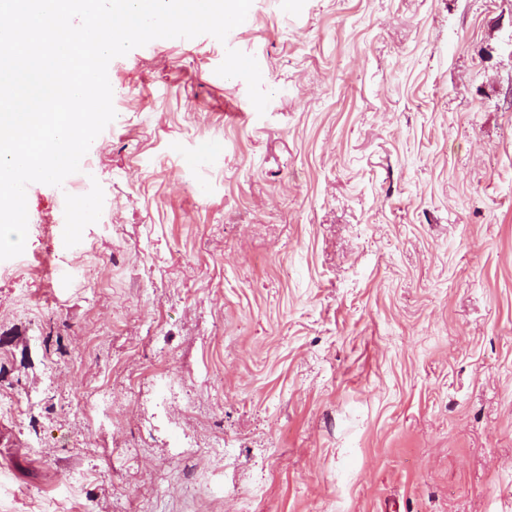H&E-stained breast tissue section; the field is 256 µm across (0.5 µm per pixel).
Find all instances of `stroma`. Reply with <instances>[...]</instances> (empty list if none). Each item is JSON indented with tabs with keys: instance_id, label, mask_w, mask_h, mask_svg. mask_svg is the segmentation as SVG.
<instances>
[{
	"instance_id": "1",
	"label": "stroma",
	"mask_w": 512,
	"mask_h": 512,
	"mask_svg": "<svg viewBox=\"0 0 512 512\" xmlns=\"http://www.w3.org/2000/svg\"><path fill=\"white\" fill-rule=\"evenodd\" d=\"M82 224L0 260V512H512V0H252L108 66Z\"/></svg>"
}]
</instances>
